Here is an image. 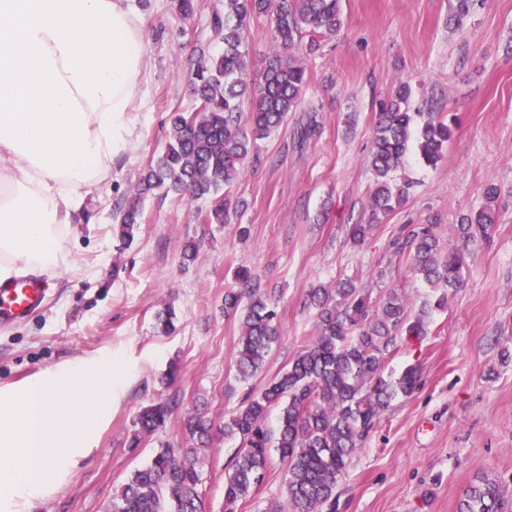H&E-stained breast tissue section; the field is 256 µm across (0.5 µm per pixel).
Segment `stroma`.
<instances>
[{
    "label": "stroma",
    "mask_w": 512,
    "mask_h": 512,
    "mask_svg": "<svg viewBox=\"0 0 512 512\" xmlns=\"http://www.w3.org/2000/svg\"><path fill=\"white\" fill-rule=\"evenodd\" d=\"M131 4L151 61L135 96L138 146L107 181L84 190L82 219L70 229L75 262L50 278L47 305L25 322L0 325V388L105 354L123 381L97 448L19 512H105L160 444H183L186 413L223 424L247 390H261L314 336L312 288L349 281L375 300L395 288L420 307L432 292L393 243L411 225L431 222L444 248L467 247L472 257L428 336L399 339L390 355L387 372L418 366L419 387L392 401L353 456L337 512H458L483 473L501 482L503 512H512V0H487L459 27L448 22L450 0H342L341 28L305 58L297 111L260 141L261 164L236 186L245 202L237 218L209 224L206 203L152 198L125 243L113 231V209L163 150L170 114L193 111L187 75L200 52L222 47L211 16L224 0H197L188 19L174 0ZM402 80L413 88L412 109L455 114L458 130L436 167L409 156L396 174L412 181L409 198L376 223L373 129L380 102ZM312 116L319 135L298 143L296 128ZM491 184L498 222L486 240L464 245L448 228L485 204ZM368 223L371 236L353 246L348 225ZM190 242L198 254L188 262ZM241 268L277 299L284 333L246 383L236 376L240 322L224 314V291ZM168 307L177 315L170 334L157 321ZM164 400L177 403L165 427L131 448L137 414ZM237 447L219 435L200 454L205 512H224V475ZM283 469L271 454L264 483L237 512L284 500Z\"/></svg>",
    "instance_id": "1"
}]
</instances>
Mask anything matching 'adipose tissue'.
I'll return each mask as SVG.
<instances>
[{
	"mask_svg": "<svg viewBox=\"0 0 512 512\" xmlns=\"http://www.w3.org/2000/svg\"><path fill=\"white\" fill-rule=\"evenodd\" d=\"M129 0H0V280L67 267L84 188L137 145Z\"/></svg>",
	"mask_w": 512,
	"mask_h": 512,
	"instance_id": "ef3b65f1",
	"label": "adipose tissue"
}]
</instances>
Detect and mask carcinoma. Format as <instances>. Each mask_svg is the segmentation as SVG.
I'll return each instance as SVG.
<instances>
[{
	"label": "carcinoma",
	"mask_w": 512,
	"mask_h": 512,
	"mask_svg": "<svg viewBox=\"0 0 512 512\" xmlns=\"http://www.w3.org/2000/svg\"><path fill=\"white\" fill-rule=\"evenodd\" d=\"M484 3L452 0L451 17L460 23ZM261 18L269 21L274 44L254 75L244 42L251 22ZM341 22L340 0H224V13L212 20L224 50L203 51L196 59L188 78L196 109L171 115L163 151L151 159L132 197L114 208L116 234L132 240L145 200L170 194L207 201L209 223H230L243 207L233 189L247 159L300 104L307 86L303 57L316 52L319 37L334 33ZM411 97V85L401 81L379 112L370 159L375 220L408 198L411 185L393 184L392 174L405 163L411 137L423 162L434 167L457 129L455 117L429 112L420 130L413 131ZM497 195L496 187L487 188V203L456 225L459 238L469 243L491 232ZM397 247L408 252L413 272L437 294L435 302H425L416 312L395 289L377 302L351 283L312 289L308 299L318 310L315 335L286 370L259 393H247L224 420V436L239 440L225 473L224 512H236L239 501L264 482L272 448L286 463L285 501L274 502L267 512H336V490L353 454L391 401L417 387L414 365L397 377L385 374L391 349L400 336L428 335L430 316L446 308L449 294L461 286L469 257L462 250H443L431 224L415 225ZM224 313L240 320L236 371L237 379L246 382L261 371L282 336L277 306L242 268L236 285L224 292ZM175 407L173 400L144 407L133 422L130 447L164 428ZM273 408L279 417L271 430L266 417ZM213 427L214 421L201 414L188 416L184 432L190 445H160L112 496L106 512H204L198 459ZM501 504L499 481L483 475L465 490L459 512H500Z\"/></svg>",
	"instance_id": "1"
}]
</instances>
